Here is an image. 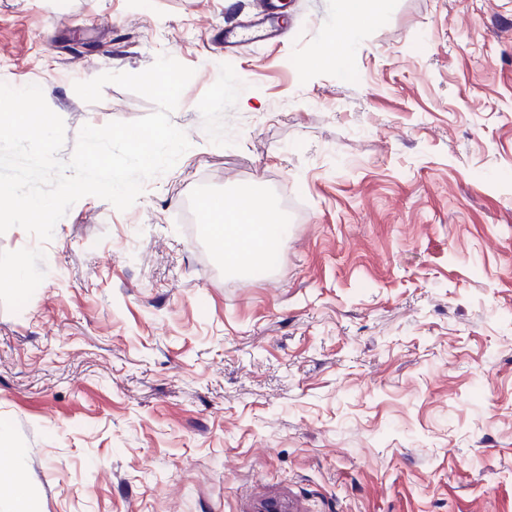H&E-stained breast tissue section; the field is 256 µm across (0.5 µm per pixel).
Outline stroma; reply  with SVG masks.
<instances>
[{
    "label": "stroma",
    "mask_w": 512,
    "mask_h": 512,
    "mask_svg": "<svg viewBox=\"0 0 512 512\" xmlns=\"http://www.w3.org/2000/svg\"><path fill=\"white\" fill-rule=\"evenodd\" d=\"M0 0V82L65 123L192 67L191 147L127 211L77 201L46 277L0 303V433L36 512H512V0H388L324 65L340 0ZM257 184L286 229L232 274L206 197ZM267 0L258 1L257 10H259L255 15V20L252 21V24L247 27H242L238 32L234 31H224V48L232 47L237 43L246 42L253 39L252 27L263 26L269 24L271 28V32L275 27L273 24V20L268 13V4Z\"/></svg>",
    "instance_id": "obj_1"
}]
</instances>
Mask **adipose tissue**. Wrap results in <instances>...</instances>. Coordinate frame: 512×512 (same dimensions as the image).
I'll return each instance as SVG.
<instances>
[{"mask_svg": "<svg viewBox=\"0 0 512 512\" xmlns=\"http://www.w3.org/2000/svg\"><path fill=\"white\" fill-rule=\"evenodd\" d=\"M236 200V206L230 208L218 198L204 200L203 206L224 214V223L215 228L214 236L224 254L226 268L252 270L276 236L281 221L277 212L250 187H243Z\"/></svg>", "mask_w": 512, "mask_h": 512, "instance_id": "1", "label": "adipose tissue"}]
</instances>
